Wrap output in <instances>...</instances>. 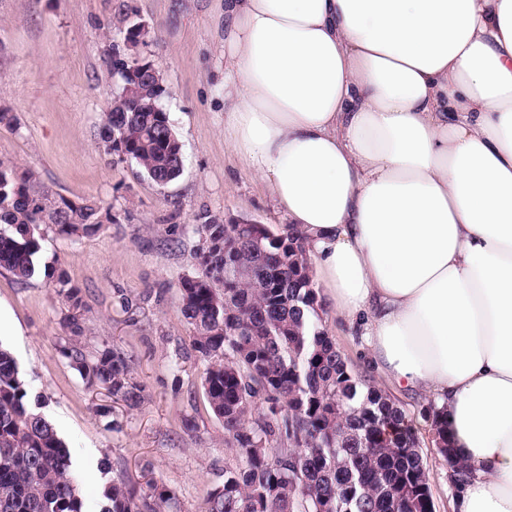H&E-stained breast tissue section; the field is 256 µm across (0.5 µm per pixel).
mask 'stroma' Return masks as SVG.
Returning <instances> with one entry per match:
<instances>
[{
	"label": "stroma",
	"mask_w": 512,
	"mask_h": 512,
	"mask_svg": "<svg viewBox=\"0 0 512 512\" xmlns=\"http://www.w3.org/2000/svg\"><path fill=\"white\" fill-rule=\"evenodd\" d=\"M127 20L150 28L144 52L163 73V105L184 148L183 171L165 186L108 153L104 142L105 113L118 90L109 75L111 31ZM1 109L15 120L0 124V160L65 197L112 209L111 223L89 237L72 239L43 225L38 264L65 269L81 288L85 347L108 343L123 351L143 400L128 409L69 365L60 352L67 308L45 274L19 282L0 271V317L11 325L0 344L70 448L89 512L108 483H131L144 495L152 479L175 490L177 512H201L229 450L204 397L193 331L180 313L179 285L196 271L193 227L207 213L276 229L285 223L224 139L223 0H0ZM323 325L350 366L369 373L359 331L330 310ZM389 395L418 430L435 512H453L448 467L420 415L427 398L397 389ZM99 405L109 416L96 413ZM185 416L194 430L183 429Z\"/></svg>",
	"instance_id": "35a3bbf8"
}]
</instances>
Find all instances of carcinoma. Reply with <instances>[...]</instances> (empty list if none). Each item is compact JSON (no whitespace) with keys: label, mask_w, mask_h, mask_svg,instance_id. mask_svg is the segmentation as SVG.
I'll list each match as a JSON object with an SVG mask.
<instances>
[{"label":"carcinoma","mask_w":512,"mask_h":512,"mask_svg":"<svg viewBox=\"0 0 512 512\" xmlns=\"http://www.w3.org/2000/svg\"><path fill=\"white\" fill-rule=\"evenodd\" d=\"M119 91L108 105L105 141L157 185L174 181L183 145L162 106L167 88L136 60L111 61ZM112 220L110 209L75 205L41 186L31 172L0 160V269L20 282L37 272L40 226L85 237ZM197 272L181 281V314L205 363L202 385L224 426L232 460L202 512H433L429 477L413 420L348 365L322 324L305 240L295 229L226 224L203 216L194 228ZM64 296L61 352L90 386L134 409L141 385L130 360L103 344L84 351L80 288L50 268ZM31 399L10 350L0 345V512H86L71 452ZM444 409L429 403L443 460L454 477L464 465L448 441ZM101 512H176V492L153 481L140 497L123 482L105 489Z\"/></svg>","instance_id":"1"}]
</instances>
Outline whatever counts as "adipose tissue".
I'll return each instance as SVG.
<instances>
[{
  "mask_svg": "<svg viewBox=\"0 0 512 512\" xmlns=\"http://www.w3.org/2000/svg\"><path fill=\"white\" fill-rule=\"evenodd\" d=\"M224 133L379 378L445 407L457 512H512V0H224Z\"/></svg>",
  "mask_w": 512,
  "mask_h": 512,
  "instance_id": "adipose-tissue-1",
  "label": "adipose tissue"
}]
</instances>
